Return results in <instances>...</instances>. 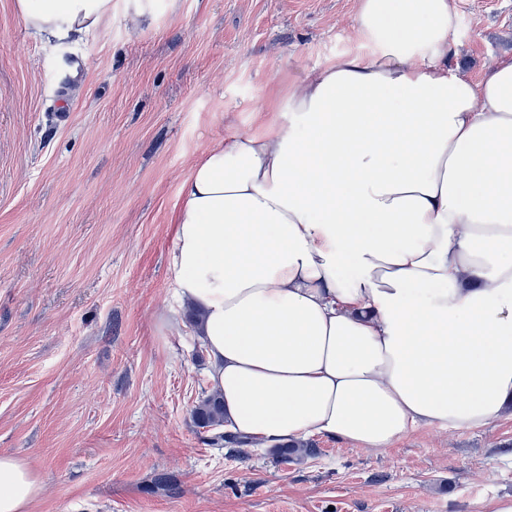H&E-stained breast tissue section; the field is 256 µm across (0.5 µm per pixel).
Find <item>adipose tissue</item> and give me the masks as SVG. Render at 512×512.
Returning a JSON list of instances; mask_svg holds the SVG:
<instances>
[{
	"instance_id": "obj_1",
	"label": "adipose tissue",
	"mask_w": 512,
	"mask_h": 512,
	"mask_svg": "<svg viewBox=\"0 0 512 512\" xmlns=\"http://www.w3.org/2000/svg\"><path fill=\"white\" fill-rule=\"evenodd\" d=\"M37 35L99 26L112 0H16ZM455 0H358L361 48L256 107L179 190L169 270L224 428L387 448L512 410V60L449 64ZM41 480L0 455V512Z\"/></svg>"
}]
</instances>
